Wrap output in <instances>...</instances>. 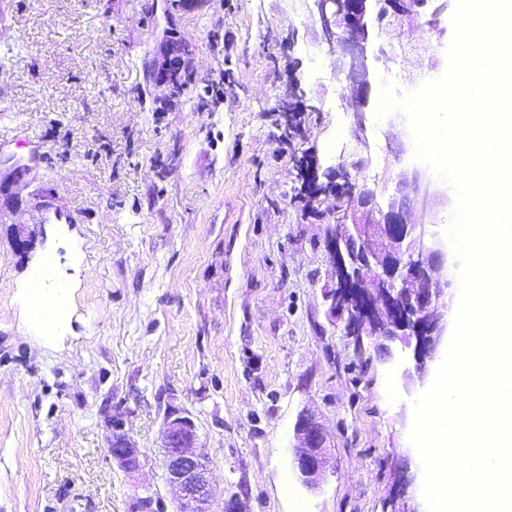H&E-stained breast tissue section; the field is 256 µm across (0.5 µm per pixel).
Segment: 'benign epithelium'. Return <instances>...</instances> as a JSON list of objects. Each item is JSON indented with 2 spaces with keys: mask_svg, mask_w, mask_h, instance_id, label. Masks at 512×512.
Instances as JSON below:
<instances>
[{
  "mask_svg": "<svg viewBox=\"0 0 512 512\" xmlns=\"http://www.w3.org/2000/svg\"><path fill=\"white\" fill-rule=\"evenodd\" d=\"M374 0H314L322 41L343 46L336 57V71L346 75L357 92L358 106L367 103V17ZM396 15L410 14L423 0H382ZM167 58L158 68L157 81L176 88L185 63V42L175 33L166 36ZM360 159L350 166L322 168L311 159L316 179L328 181L340 174L352 180L350 169L363 167ZM437 191L419 168L399 173L394 194L380 206L374 192L354 191L357 208L344 207L335 215L327 251L336 268V285L324 291L331 317L344 322L357 341L372 338L379 349L399 339L414 345L415 372H402L406 392L428 381L430 365L444 342L453 293L448 278V253L438 241L425 242L423 224L408 222V209L420 202L428 211ZM112 459L126 473L138 470L140 450L112 421ZM165 479L178 497V512H213L207 465L196 452L197 431L187 415L171 412L164 424ZM292 465L301 483L315 489L328 464L331 447L316 415L301 410L293 428Z\"/></svg>",
  "mask_w": 512,
  "mask_h": 512,
  "instance_id": "benign-epithelium-1",
  "label": "benign epithelium"
}]
</instances>
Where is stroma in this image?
Segmentation results:
<instances>
[{
    "label": "stroma",
    "instance_id": "stroma-1",
    "mask_svg": "<svg viewBox=\"0 0 512 512\" xmlns=\"http://www.w3.org/2000/svg\"><path fill=\"white\" fill-rule=\"evenodd\" d=\"M453 7L369 17L358 113L306 0H0V512H131L145 486L174 512L172 411L196 425L216 507L386 512L402 488L423 512L413 398L391 374L412 351L386 360L330 320L336 200L304 209L294 158L364 159L386 202L416 162L406 117H375L381 83L445 72ZM170 28L191 50L180 90L152 78ZM295 82L317 109L286 139ZM48 259L70 314L47 343L22 288ZM306 407L334 443L315 490L292 467ZM111 416L142 451L135 477ZM112 442L109 448L112 459L126 473L138 470L140 450L130 436L124 431L122 423L112 420Z\"/></svg>",
    "mask_w": 512,
    "mask_h": 512
}]
</instances>
